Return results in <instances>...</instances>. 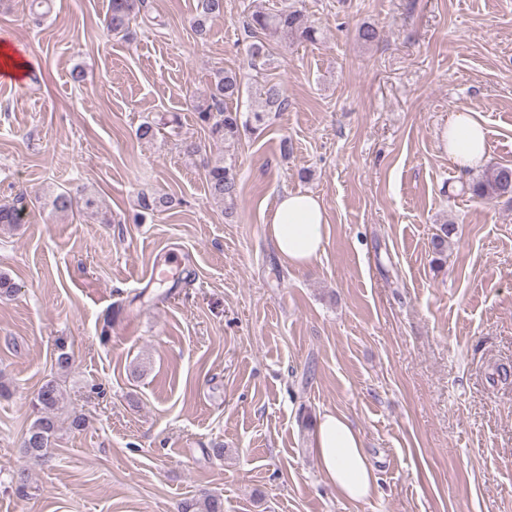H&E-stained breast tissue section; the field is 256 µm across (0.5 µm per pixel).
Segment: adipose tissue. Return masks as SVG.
Returning <instances> with one entry per match:
<instances>
[{
	"instance_id": "obj_1",
	"label": "adipose tissue",
	"mask_w": 512,
	"mask_h": 512,
	"mask_svg": "<svg viewBox=\"0 0 512 512\" xmlns=\"http://www.w3.org/2000/svg\"><path fill=\"white\" fill-rule=\"evenodd\" d=\"M449 163L457 170L475 169L488 159L487 132L471 112H454L444 131ZM327 216L321 199L289 191L278 196L269 221V235L289 265L312 266L324 249ZM318 467L327 483L351 501L368 499L378 476L363 447L358 429L340 413L319 415L313 433Z\"/></svg>"
}]
</instances>
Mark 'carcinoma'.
I'll return each mask as SVG.
<instances>
[{"label":"carcinoma","mask_w":512,"mask_h":512,"mask_svg":"<svg viewBox=\"0 0 512 512\" xmlns=\"http://www.w3.org/2000/svg\"><path fill=\"white\" fill-rule=\"evenodd\" d=\"M144 4L145 0H110L107 19L110 31L115 35L125 32ZM197 11L196 28L201 30L209 19L224 14V0H197ZM243 26L250 38L248 55L254 70L264 69L271 61L268 38L277 37L285 42L290 38L316 39V30L308 16L294 6H286L276 13H269L258 6L246 17ZM242 84L239 71L222 68L214 73L209 93L195 105L200 121L209 130L212 146L221 152L224 151V143L239 139L243 131L259 128L269 113L282 112L288 107V96L284 89L271 83L264 87L258 101L243 114L240 109L231 107V103L239 101L241 97ZM206 173L212 198L219 202L234 201L237 181L232 166L224 165V159L219 158L207 165ZM461 191L481 200L506 199L512 202V165H499L484 172L463 184ZM27 205V192L22 190L12 205L0 206V224L22 223ZM75 206L92 213L97 208V201L87 194L78 198L69 191L57 194L52 200V207L56 211H69ZM65 401L63 389L53 380L38 390L32 403L34 419L21 445L23 456L28 460L38 461L48 452L52 439L59 431ZM181 512H224V500L217 495L204 493L184 502Z\"/></svg>","instance_id":"carcinoma-1"}]
</instances>
